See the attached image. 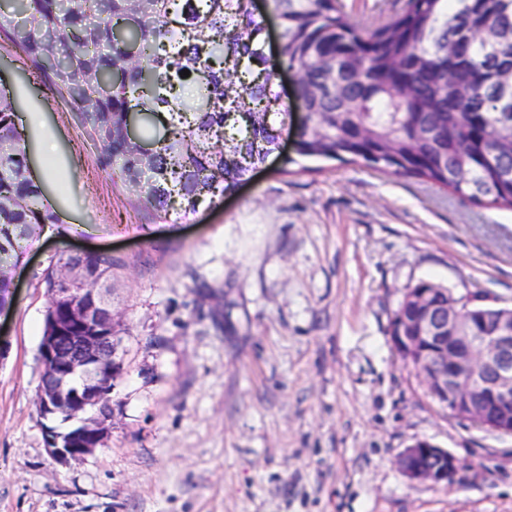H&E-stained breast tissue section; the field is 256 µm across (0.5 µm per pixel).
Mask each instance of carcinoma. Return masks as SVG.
Wrapping results in <instances>:
<instances>
[{
    "label": "carcinoma",
    "instance_id": "cac0c4a2",
    "mask_svg": "<svg viewBox=\"0 0 512 512\" xmlns=\"http://www.w3.org/2000/svg\"><path fill=\"white\" fill-rule=\"evenodd\" d=\"M407 0L371 31L338 0H269L282 53L264 51V19L251 0H0V30L28 73L50 82L89 125L99 169L156 213H184L234 190L288 131L292 104L280 69L301 74L305 119L298 154L361 162L512 209V0ZM463 59L486 85L444 82ZM190 76H181L182 70ZM139 115L143 155L123 134ZM0 92V305L12 300L8 268L22 242L57 223L28 175L29 141ZM112 287L110 255L57 262Z\"/></svg>",
    "mask_w": 512,
    "mask_h": 512
}]
</instances>
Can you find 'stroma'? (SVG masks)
Segmentation results:
<instances>
[{"mask_svg": "<svg viewBox=\"0 0 512 512\" xmlns=\"http://www.w3.org/2000/svg\"><path fill=\"white\" fill-rule=\"evenodd\" d=\"M342 4L374 28L407 0ZM26 69L1 36L0 83L59 223L25 242L0 315V512H512V437L449 416L390 335L422 280L512 304V209L308 162L288 138L225 199L157 218ZM64 252L116 261L119 366L112 430L70 465L48 457L37 402L42 274ZM419 439L457 456L452 484L400 472Z\"/></svg>", "mask_w": 512, "mask_h": 512, "instance_id": "obj_1", "label": "stroma"}]
</instances>
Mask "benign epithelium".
Returning a JSON list of instances; mask_svg holds the SVG:
<instances>
[{"mask_svg": "<svg viewBox=\"0 0 512 512\" xmlns=\"http://www.w3.org/2000/svg\"><path fill=\"white\" fill-rule=\"evenodd\" d=\"M70 287L51 295L47 331L40 343L38 404L44 417L62 415L64 429L45 430L47 454L62 464L80 463L104 445L112 429L111 401L116 363L112 305L103 289L88 287L80 267L63 273ZM403 303L413 310L412 333L401 334L395 350L417 360L430 394L459 418L512 436V307L487 306L471 294L448 302L409 288ZM492 335L483 332L486 316ZM411 481L442 484L455 478L459 460L429 440L415 441L398 460Z\"/></svg>", "mask_w": 512, "mask_h": 512, "instance_id": "obj_1", "label": "benign epithelium"}]
</instances>
